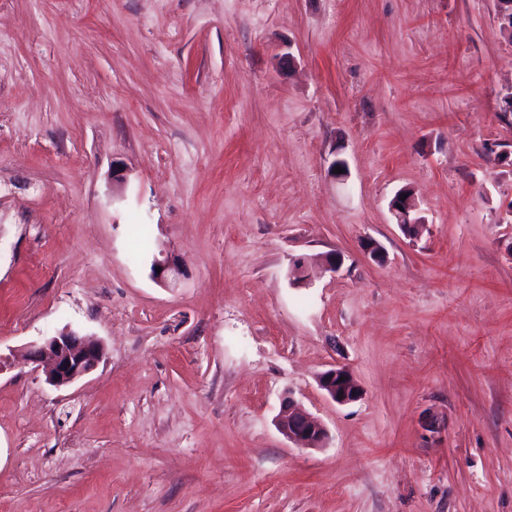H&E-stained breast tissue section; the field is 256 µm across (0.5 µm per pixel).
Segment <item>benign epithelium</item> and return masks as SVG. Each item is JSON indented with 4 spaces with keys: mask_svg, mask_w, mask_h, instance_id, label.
<instances>
[{
    "mask_svg": "<svg viewBox=\"0 0 512 512\" xmlns=\"http://www.w3.org/2000/svg\"><path fill=\"white\" fill-rule=\"evenodd\" d=\"M397 224L403 232L413 229L422 232L424 221L416 215V204L409 190L403 189L394 196L390 203ZM153 277L166 283L179 273L174 258L165 255L154 259ZM160 271H155V268ZM104 357L103 345L70 329H63L57 334L45 338L27 354L30 361L46 363V381L54 388L66 387L93 371ZM319 386L328 397L338 404H348L361 396L360 386L352 373L344 366H336L319 376ZM278 428L290 442L301 448H318L328 439L325 425L287 401Z\"/></svg>",
    "mask_w": 512,
    "mask_h": 512,
    "instance_id": "obj_1",
    "label": "benign epithelium"
}]
</instances>
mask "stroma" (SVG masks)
<instances>
[{
  "label": "stroma",
  "instance_id": "35a3bbf8",
  "mask_svg": "<svg viewBox=\"0 0 512 512\" xmlns=\"http://www.w3.org/2000/svg\"><path fill=\"white\" fill-rule=\"evenodd\" d=\"M510 96L496 0H0V512H512ZM402 194H408L406 199H403ZM401 205V208H398ZM390 208L394 214L397 224H399L401 230L407 235L410 229H414V234L417 237L425 227L424 221L418 217L415 213L417 207L413 198L412 193L408 189H403L397 192L390 203ZM26 357L33 362H45L47 383L61 388L93 371L104 357V347L66 328L35 345ZM341 377H344L343 381H340ZM319 386L332 401L341 405L354 402L361 396L360 386L344 366L337 365L323 372L319 376ZM338 395H342V398H338ZM277 425L290 442L301 448H318L328 439L325 425L295 406L289 397Z\"/></svg>",
  "mask_w": 512,
  "mask_h": 512
}]
</instances>
